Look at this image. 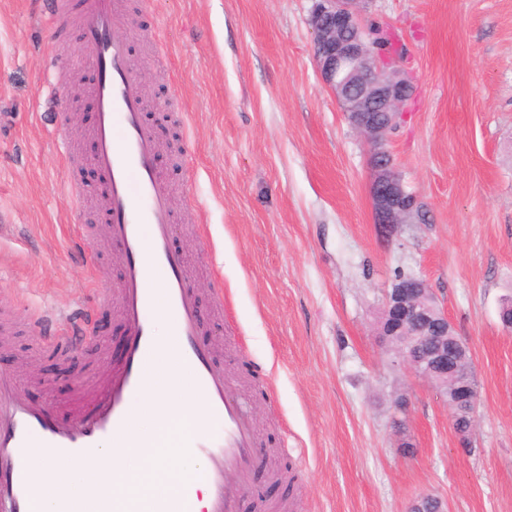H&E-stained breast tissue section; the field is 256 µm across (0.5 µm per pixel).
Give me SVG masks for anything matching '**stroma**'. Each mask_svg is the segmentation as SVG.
Wrapping results in <instances>:
<instances>
[{"mask_svg":"<svg viewBox=\"0 0 512 512\" xmlns=\"http://www.w3.org/2000/svg\"><path fill=\"white\" fill-rule=\"evenodd\" d=\"M53 0H0V377L71 409L120 357L122 262L89 206L95 182L64 119L83 69ZM313 0H128L115 21L150 107L170 119L174 242L199 284L205 341L236 379L271 468L255 512H512V0H374L416 90L388 144L422 224L386 236L369 147L313 60ZM90 233L88 267L78 236ZM427 281L471 350V447L448 402L393 365L377 335L396 275ZM224 309L216 311V295ZM94 335L74 359L44 346L78 306ZM408 402L396 427L395 401Z\"/></svg>","mask_w":512,"mask_h":512,"instance_id":"stroma-1","label":"stroma"}]
</instances>
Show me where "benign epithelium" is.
<instances>
[{"mask_svg":"<svg viewBox=\"0 0 512 512\" xmlns=\"http://www.w3.org/2000/svg\"><path fill=\"white\" fill-rule=\"evenodd\" d=\"M373 0H315L309 25L313 56L324 84L330 89L351 126L370 147V198L374 221L391 236L403 224L422 220V206L409 192L386 149L390 133L404 117L415 93L409 73L402 70L376 40L373 23L365 15ZM432 295L426 280L400 276L385 293L378 325L396 362L430 383L448 382V413L460 446H470L478 407L474 368L465 371L451 362L448 349L463 359L467 344L458 336L438 305H426ZM447 512L432 495L417 498L409 512Z\"/></svg>","mask_w":512,"mask_h":512,"instance_id":"1","label":"benign epithelium"}]
</instances>
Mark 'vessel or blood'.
Listing matches in <instances>:
<instances>
[{
	"mask_svg": "<svg viewBox=\"0 0 512 512\" xmlns=\"http://www.w3.org/2000/svg\"><path fill=\"white\" fill-rule=\"evenodd\" d=\"M124 0H60L49 25L52 36L68 32V18L80 27L79 56L99 74L92 95L97 122L92 131L95 166L107 176L103 211L115 253L123 256L120 314L127 329L122 359L113 364L97 396L73 417L63 418L32 402L0 380V512H33L30 479L35 458L49 455L79 465L91 462L102 444L132 436V402L146 388V363L155 349L154 313L174 319L176 353L208 419L187 442L204 456V508L193 496L160 512H246L253 478L264 450L233 378L202 343L203 312L191 288L184 253L173 244L177 222L172 190L154 159L160 140L143 119V87L130 63L129 44L114 33ZM91 334V312L61 321L60 338L82 343Z\"/></svg>",
	"mask_w": 512,
	"mask_h": 512,
	"instance_id": "b4317fda",
	"label": "vessel or blood"
}]
</instances>
